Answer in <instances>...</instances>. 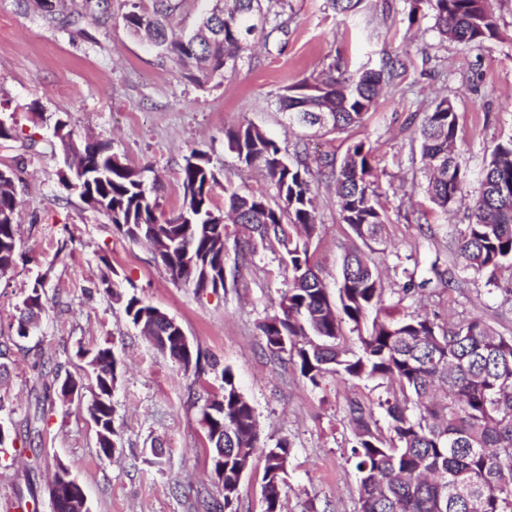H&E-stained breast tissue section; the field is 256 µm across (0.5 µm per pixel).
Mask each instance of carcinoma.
Wrapping results in <instances>:
<instances>
[{
    "mask_svg": "<svg viewBox=\"0 0 512 512\" xmlns=\"http://www.w3.org/2000/svg\"><path fill=\"white\" fill-rule=\"evenodd\" d=\"M181 0H153L152 9L128 5L122 15L126 30L145 34L160 55L179 64L184 79L200 83L233 74L244 44L268 21L262 0H210L197 27L187 33L168 31L169 18ZM49 24L55 10L42 0H20ZM433 20L440 39L481 44L498 36V24L487 0H409V26L419 18ZM407 71L391 59L377 69L328 70L320 79H302L283 87L276 108L288 128L301 116L305 125L327 133L363 122L375 108L383 86ZM328 114L324 123L320 115ZM70 140L67 173L85 169L74 187L89 206L103 211L128 239L152 249L166 245V267L177 280L200 292L206 277L224 279L227 224L235 244L252 253L257 248L288 258V288L279 312L259 324L272 356L289 352L300 373L316 386L327 374L386 383L378 402L387 418L383 436L373 409L349 402L355 426L351 459L359 473V512H512V336H503L479 316L443 326L418 312L400 314L387 303L377 265L356 248L342 262L338 299L324 288L311 246L319 236L312 170L306 149L294 155L266 131L246 122L224 130L228 148L246 168L264 172L278 202L250 190L224 187L225 210L213 203L220 185L210 158L194 151L179 172L183 207L172 221L156 223L157 201L142 171L131 168L105 142L76 139L68 123L56 120ZM458 115L446 97L435 102L419 129V148L429 201L446 212L462 197L466 171L455 152ZM338 198L340 217L357 238L381 241L386 214L379 200L371 148L362 141L347 149L340 163L313 159ZM13 188L0 183V272L16 261V215ZM472 222L460 233L458 257L465 270L492 275L512 271V138L497 144L485 163L478 196L470 206ZM429 278L408 283L402 297L432 283L450 286L448 267L435 259ZM159 308L137 297L126 300L125 313L162 353L195 378L204 373L201 353L182 356L180 347L151 312ZM358 332L359 351L346 346L343 325ZM94 373L95 399L88 408L97 427L100 453L106 458L112 426V389L117 364L109 348L84 350ZM202 424L211 452L224 445V508L238 498L242 471L259 448L255 410L224 370L222 393L207 400ZM290 448L282 441L265 452V512H283L281 484L287 474Z\"/></svg>",
    "mask_w": 512,
    "mask_h": 512,
    "instance_id": "1",
    "label": "carcinoma"
}]
</instances>
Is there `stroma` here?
Instances as JSON below:
<instances>
[{
    "label": "stroma",
    "instance_id": "obj_1",
    "mask_svg": "<svg viewBox=\"0 0 512 512\" xmlns=\"http://www.w3.org/2000/svg\"><path fill=\"white\" fill-rule=\"evenodd\" d=\"M111 14L80 29L49 25L0 0V113L11 117L18 141L0 144V167L17 173L21 202L14 266L0 276V342L9 347V374L0 380V424L10 431L0 447V512H52L48 484L64 464L83 487L92 512H212L224 502L201 425L208 398L219 393L224 371L253 405L261 450L244 471L236 512H264V455L287 441L291 454L281 487L284 512H358L354 441L348 399L373 406L385 389L374 381L304 378L288 354L275 357L258 329L274 314L288 286L280 254L242 256L234 242L224 255L225 287L195 291L175 280L148 245L115 230L109 217L66 186L62 152L51 151L57 117L75 137L109 142L146 180L158 184L156 216L175 217L183 204L179 172L192 151H204L223 185L275 192L245 169L227 146L225 128L251 122L283 148L307 143L310 156L342 159L350 144L373 149L371 164L387 215L383 243L365 247L379 266L386 291L421 281L433 261L448 267L455 290L427 287L406 307L449 318L480 315L512 336V273L497 283L462 270L458 234L469 222L466 200L477 196V176L494 146L512 138V0H489L500 34L466 46L439 38L431 19L408 25L407 0H363L352 16L327 0H288L285 32L247 49L236 72L196 84L123 26L124 0ZM402 57L406 73L378 98L363 123L340 133L311 136L288 130L276 109L282 87L320 78L323 70L377 66ZM448 97L458 115L457 154L471 177L465 201L441 214L422 189L416 137L425 112ZM43 141L24 153L20 141ZM319 237L311 247L328 290H336L343 254L363 247L340 219L333 186L315 183ZM109 279L128 296L165 311L194 348L213 362L202 379L158 352L101 285ZM46 308L30 336L16 321L36 280ZM111 348L117 362L112 424L121 444L99 453L87 411L94 393L84 386L70 402L37 404L43 363L79 372L81 351ZM165 455L155 460L154 442Z\"/></svg>",
    "mask_w": 512,
    "mask_h": 512
}]
</instances>
